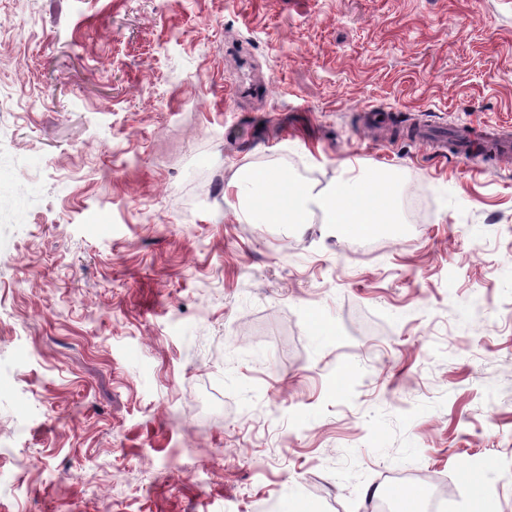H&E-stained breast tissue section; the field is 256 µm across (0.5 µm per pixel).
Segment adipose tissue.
Segmentation results:
<instances>
[{"instance_id": "adipose-tissue-1", "label": "adipose tissue", "mask_w": 512, "mask_h": 512, "mask_svg": "<svg viewBox=\"0 0 512 512\" xmlns=\"http://www.w3.org/2000/svg\"><path fill=\"white\" fill-rule=\"evenodd\" d=\"M230 185L238 199L236 213L249 223L307 224L316 205L342 234L368 235L395 215L393 184L373 176H336L324 194L289 182L275 169L235 175Z\"/></svg>"}]
</instances>
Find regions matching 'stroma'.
Segmentation results:
<instances>
[{
    "instance_id": "stroma-1",
    "label": "stroma",
    "mask_w": 512,
    "mask_h": 512,
    "mask_svg": "<svg viewBox=\"0 0 512 512\" xmlns=\"http://www.w3.org/2000/svg\"><path fill=\"white\" fill-rule=\"evenodd\" d=\"M366 108L512 134V0H0V512H512V157ZM229 186L238 199L236 214L246 223L309 224L311 204L325 210L326 224L345 235H369L376 224L396 223L394 185L373 176L350 178L341 172L325 194L288 182L276 169L236 174Z\"/></svg>"
}]
</instances>
